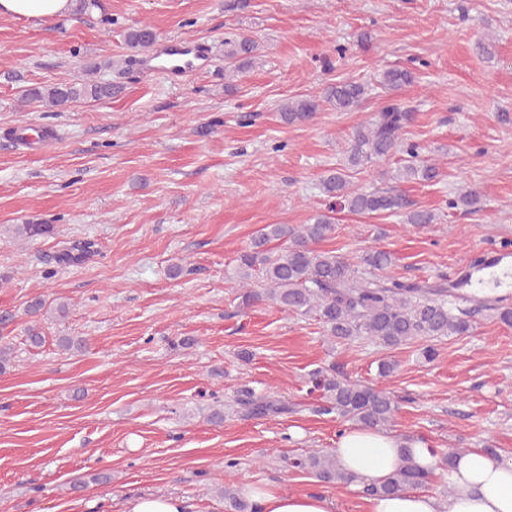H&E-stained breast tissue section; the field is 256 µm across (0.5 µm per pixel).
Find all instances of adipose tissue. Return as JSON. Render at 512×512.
<instances>
[{
  "mask_svg": "<svg viewBox=\"0 0 512 512\" xmlns=\"http://www.w3.org/2000/svg\"><path fill=\"white\" fill-rule=\"evenodd\" d=\"M415 462L452 487L447 499L425 490H406L388 497H370L366 512H512V457H490L481 448L468 449L452 465L419 440H406L379 430L354 428L336 442L340 466L356 479L382 482L399 466L404 450ZM257 512H332V502L313 493H285L273 487L254 488Z\"/></svg>",
  "mask_w": 512,
  "mask_h": 512,
  "instance_id": "obj_1",
  "label": "adipose tissue"
}]
</instances>
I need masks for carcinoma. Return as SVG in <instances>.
<instances>
[{
	"instance_id": "1",
	"label": "carcinoma",
	"mask_w": 512,
	"mask_h": 512,
	"mask_svg": "<svg viewBox=\"0 0 512 512\" xmlns=\"http://www.w3.org/2000/svg\"><path fill=\"white\" fill-rule=\"evenodd\" d=\"M156 39V32L149 26L132 29L125 36L127 46L137 51L151 49ZM253 49V41L241 37L226 55L235 60L250 54ZM414 78V73L408 69L386 68L373 85L353 78L328 85L323 92V101L339 112L352 111L361 107L375 89L390 95L412 83ZM81 97L110 98L112 84L104 81L78 86L56 84L32 87L23 94L28 103L61 108ZM318 108L319 102L314 98H295L281 106L280 118L288 124L307 122L314 118ZM409 120L408 109L391 101L371 120L357 126L348 143L346 160L321 177L320 185L325 196L336 199L340 208L354 214L396 215L402 217L404 223L415 226L437 223L439 213L414 206L399 187L402 182L431 183L441 177L439 164L426 157L418 144L405 141L404 129ZM396 154L400 155L394 176L398 185L370 191L353 185L352 174L359 173L376 160ZM479 202V192L471 188L449 199L447 207H462L474 212ZM333 233V217L326 214L317 215L311 224L296 227L265 225L250 247L237 258V277L243 288L239 295L241 305L248 308L258 302L270 301L285 311L311 316L322 324L327 336L339 343L365 340L391 350L419 341L422 343L421 355L429 361L438 356L437 342L470 331L473 310L457 306L461 296L449 293L446 287L431 288L395 277L381 278V273L395 263L389 251L368 250L354 263L333 250L319 248L318 244L330 239ZM273 242L279 246L270 247ZM94 254V242L78 240L65 247L56 256V261L78 265ZM254 277L264 283L262 290L248 288ZM44 307L45 302L39 299L27 309L31 325L26 340L34 348L45 341L38 325ZM310 383L325 399L322 413H334L358 427L383 429L398 409L397 402L386 391L352 382L324 369L311 373ZM237 404L250 415L288 411V406L257 397L246 388L240 390ZM282 462L294 471L311 474L324 484L354 482L330 453L308 452L285 457ZM431 480L432 475L421 470L407 451L391 476L378 485L364 486L362 493L366 496L388 495L423 488ZM223 494L228 512H257L236 489L226 487Z\"/></svg>"
}]
</instances>
